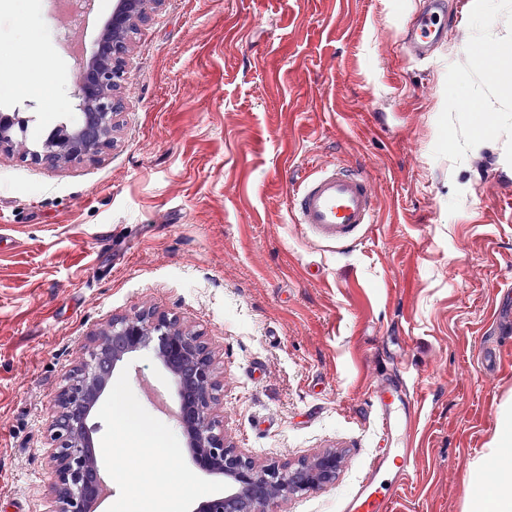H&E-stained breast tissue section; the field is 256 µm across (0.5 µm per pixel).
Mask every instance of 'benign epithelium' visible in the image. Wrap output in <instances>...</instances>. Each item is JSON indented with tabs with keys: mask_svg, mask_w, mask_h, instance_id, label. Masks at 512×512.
Instances as JSON below:
<instances>
[{
	"mask_svg": "<svg viewBox=\"0 0 512 512\" xmlns=\"http://www.w3.org/2000/svg\"><path fill=\"white\" fill-rule=\"evenodd\" d=\"M164 0H122L109 24L112 40L101 44L107 58L91 62L73 95L84 113L82 126L60 133L30 155L39 165L58 168L66 159L89 158L109 146L115 112L121 104L109 90L122 77L130 45L122 31L130 21L149 17ZM18 118L0 113V155L11 151L5 140L17 136ZM92 346L58 395L51 423L53 468L51 490L57 512H93L101 497L100 473L94 448L96 426L90 416L112 381L116 369L133 353L153 348L177 378L180 426L192 457L211 474L224 475V495L202 501L195 512H269L291 498L322 489L336 481L342 454L334 448L284 464H261L229 443L214 421L219 382L214 376L209 348L196 334L155 311L136 318L114 317L91 335Z\"/></svg>",
	"mask_w": 512,
	"mask_h": 512,
	"instance_id": "benign-epithelium-1",
	"label": "benign epithelium"
}]
</instances>
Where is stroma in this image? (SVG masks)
I'll use <instances>...</instances> for the list:
<instances>
[{"label": "stroma", "instance_id": "1", "mask_svg": "<svg viewBox=\"0 0 512 512\" xmlns=\"http://www.w3.org/2000/svg\"><path fill=\"white\" fill-rule=\"evenodd\" d=\"M429 62L398 44L418 0H165L133 38L124 109L98 160L51 169L0 158V512H52L49 423L93 330L153 308L200 335L220 384L215 417L260 461L321 448L335 484L286 512H338L383 447L374 390L404 378L420 402L416 470L393 512H463L506 404L512 355L483 369V337L512 316V0H466ZM44 30L36 49L18 24ZM49 0H0V70L57 76L56 95L0 99L45 133L73 111L74 64ZM508 98L492 128L469 104ZM340 161L373 181L375 224L350 247L289 217L297 177ZM170 405L173 377L133 353L91 416L99 466L178 512L223 494L199 471ZM157 435L128 441L116 400Z\"/></svg>", "mask_w": 512, "mask_h": 512}]
</instances>
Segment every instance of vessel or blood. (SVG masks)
Instances as JSON below:
<instances>
[{
	"mask_svg": "<svg viewBox=\"0 0 512 512\" xmlns=\"http://www.w3.org/2000/svg\"><path fill=\"white\" fill-rule=\"evenodd\" d=\"M464 0H420L408 22L401 49L418 61L434 59L455 32ZM378 203L372 180L353 167L331 163L306 177L290 199L293 223L305 226L317 241L345 248L355 243L375 221ZM374 415L388 448L376 455L368 472L343 507V512H391L394 494L383 476L394 472L404 484L414 468L411 448L391 447L395 437L409 435L417 421L418 403L407 384L387 382L374 392Z\"/></svg>",
	"mask_w": 512,
	"mask_h": 512,
	"instance_id": "1",
	"label": "vessel or blood"
}]
</instances>
